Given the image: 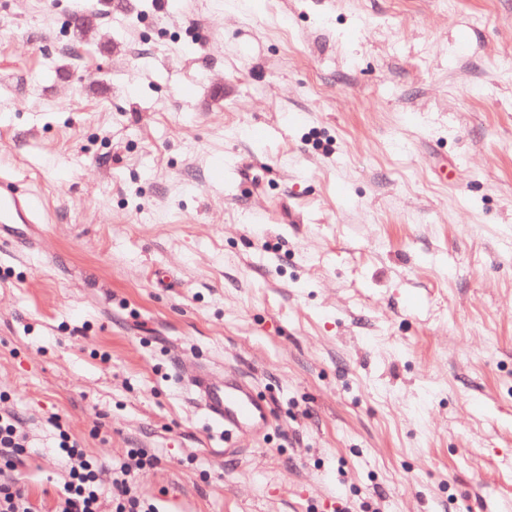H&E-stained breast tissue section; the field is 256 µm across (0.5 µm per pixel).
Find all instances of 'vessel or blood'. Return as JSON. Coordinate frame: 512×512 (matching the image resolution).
<instances>
[{
  "instance_id": "obj_1",
  "label": "vessel or blood",
  "mask_w": 512,
  "mask_h": 512,
  "mask_svg": "<svg viewBox=\"0 0 512 512\" xmlns=\"http://www.w3.org/2000/svg\"><path fill=\"white\" fill-rule=\"evenodd\" d=\"M44 208L41 195L19 191L9 183L0 184V241L11 238L34 245L35 237L23 236V229H34ZM191 386L209 419L224 432L244 437L265 432L270 409L259 400L252 386L240 376L227 373L214 378L212 370L198 365L190 373Z\"/></svg>"
}]
</instances>
